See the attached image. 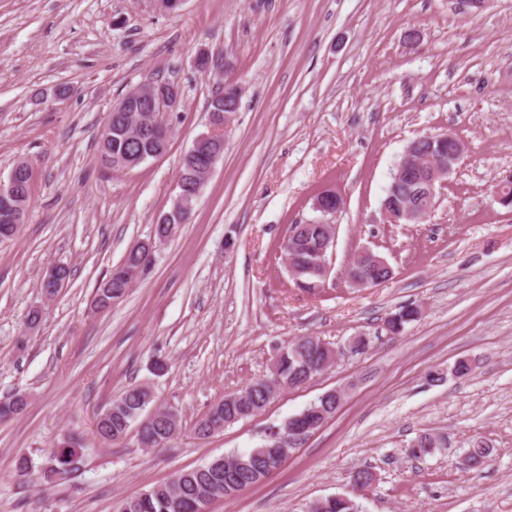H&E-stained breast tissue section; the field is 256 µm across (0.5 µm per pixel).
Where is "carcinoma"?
<instances>
[{
    "instance_id": "1",
    "label": "carcinoma",
    "mask_w": 512,
    "mask_h": 512,
    "mask_svg": "<svg viewBox=\"0 0 512 512\" xmlns=\"http://www.w3.org/2000/svg\"><path fill=\"white\" fill-rule=\"evenodd\" d=\"M240 96L235 87L224 86V91L213 97L210 102V115L224 112L220 108L222 101L230 105L239 104ZM141 112L139 103L132 101L123 109H115L108 114L107 120L99 136V152L101 161L115 170L126 169V164L143 163L153 155H163L170 140V128L158 123L155 130L141 137L134 135V126ZM224 154V145L218 141L202 143L194 141L185 153L178 181L182 195L195 203L204 186L202 174L206 170V161L211 153ZM19 175V183L15 188V197L9 200L11 207L19 211L21 217H26L30 201L31 170L30 167H13ZM398 183L397 190L387 189L384 202L394 206L408 202L427 205V200L421 192L422 185L416 181V174L406 173L400 179H392ZM12 212L4 211V203L0 201V243L13 239L18 231L9 221ZM298 242L307 250V256H312L326 243V237L321 224H290L283 244ZM151 264V259L144 258L143 246L135 244L126 252L121 263L112 268L106 280L102 281L95 293L94 301L98 307L105 309L112 303L123 298L130 288V279L126 274L143 264ZM389 275L384 268L373 267L365 261H359L352 269V277H359L374 283L383 282ZM418 311L411 305L402 306L387 317L386 325L393 334L401 333L405 325L417 320ZM329 350L320 347V341L299 339L291 341L277 355L272 363L270 373L248 384L250 399L246 404H228L219 400L212 405L208 413L195 428L196 435L205 439L241 419L249 417L250 408H263L274 398L271 385L278 382H300L307 378V368L324 361ZM154 400L152 390L143 385H131L114 397L105 409L97 416L95 434L103 443L119 446L125 435L132 428H137L139 445L155 448L169 443L180 430L179 415L172 409L165 412L154 421H147L143 412L151 407ZM27 406V400L17 395L7 401L0 402V421L9 420L20 415ZM417 451L413 457L419 458L441 447L440 441L430 433H422L413 440ZM73 449L62 448V442L53 445L49 460L38 463L28 453L20 452L14 458L13 471L18 479H25L38 473L46 483L55 482L68 475L64 468L65 462L59 456ZM234 457L245 460L248 465L243 467L226 468L224 465H211L207 462L195 468L181 472L178 481L163 482L147 490L123 499L115 512H197L198 495L201 490L209 487L222 492L226 498L235 497L242 491L262 483L265 470L277 466L282 460L280 449L266 446L252 448L236 453ZM314 512H363L362 506L354 498L341 496L326 497L316 502Z\"/></svg>"
}]
</instances>
